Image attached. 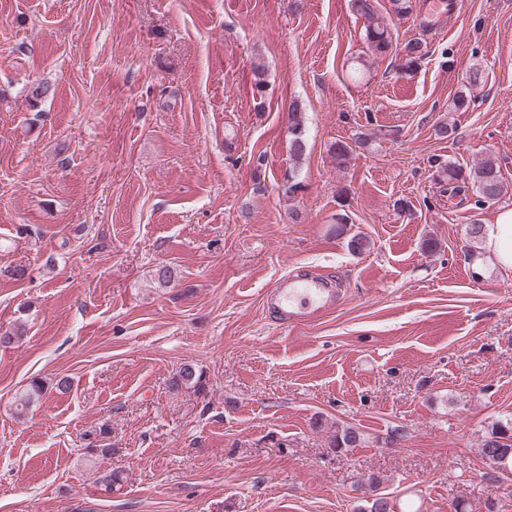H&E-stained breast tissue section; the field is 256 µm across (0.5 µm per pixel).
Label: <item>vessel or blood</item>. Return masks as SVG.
<instances>
[{
	"instance_id": "obj_1",
	"label": "vessel or blood",
	"mask_w": 512,
	"mask_h": 512,
	"mask_svg": "<svg viewBox=\"0 0 512 512\" xmlns=\"http://www.w3.org/2000/svg\"><path fill=\"white\" fill-rule=\"evenodd\" d=\"M337 291L318 276L283 277L265 294V308L277 326H296L333 309Z\"/></svg>"
}]
</instances>
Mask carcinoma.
Masks as SVG:
<instances>
[{
	"instance_id": "cac0c4a2",
	"label": "carcinoma",
	"mask_w": 512,
	"mask_h": 512,
	"mask_svg": "<svg viewBox=\"0 0 512 512\" xmlns=\"http://www.w3.org/2000/svg\"><path fill=\"white\" fill-rule=\"evenodd\" d=\"M352 10L366 20L365 39L373 54L383 56L393 47L389 24L378 13V0H351ZM424 43L419 39L407 42L401 49L402 66L411 69L425 56ZM290 155L298 163L305 156L307 144L302 134L301 116L291 111ZM438 171L445 174L448 180V198L456 196L473 197L474 207L479 209L489 202L501 200L507 193V185L495 161L486 159L474 167L466 170L452 162L438 167ZM176 383L202 386L201 375L194 367L185 364L176 374ZM509 427L501 423L493 426L492 436L484 441L480 453L493 469L512 467V444L504 442ZM361 438L355 430L346 428L334 438L333 446L336 448H351L356 446Z\"/></svg>"
}]
</instances>
